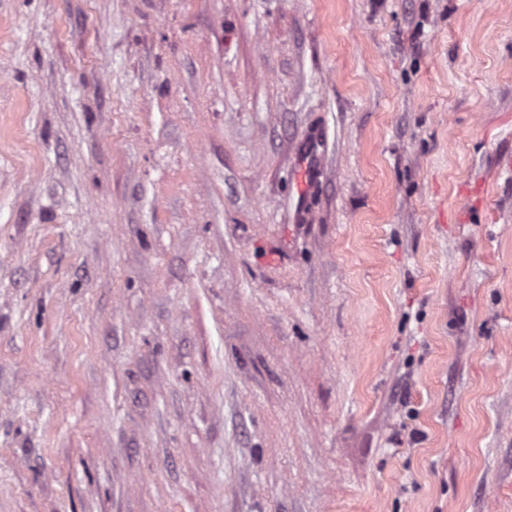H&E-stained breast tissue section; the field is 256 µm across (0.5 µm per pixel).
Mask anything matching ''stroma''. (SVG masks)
I'll return each mask as SVG.
<instances>
[{"instance_id":"stroma-1","label":"stroma","mask_w":512,"mask_h":512,"mask_svg":"<svg viewBox=\"0 0 512 512\" xmlns=\"http://www.w3.org/2000/svg\"><path fill=\"white\" fill-rule=\"evenodd\" d=\"M0 512H512V0H0ZM326 141V132L323 128H317L309 135V144L302 148L294 158V165L300 174L301 191L310 193L314 190L321 178L322 172L319 165L318 149Z\"/></svg>"}]
</instances>
